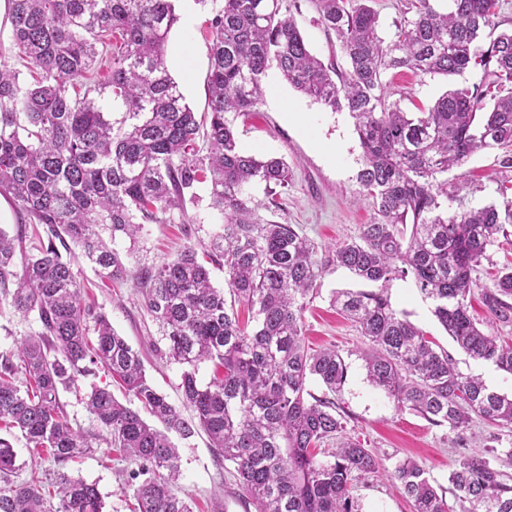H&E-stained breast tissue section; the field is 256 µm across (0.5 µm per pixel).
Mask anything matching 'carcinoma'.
I'll list each match as a JSON object with an SVG mask.
<instances>
[{
	"label": "carcinoma",
	"mask_w": 512,
	"mask_h": 512,
	"mask_svg": "<svg viewBox=\"0 0 512 512\" xmlns=\"http://www.w3.org/2000/svg\"><path fill=\"white\" fill-rule=\"evenodd\" d=\"M284 0H213L209 19L208 154L196 150L201 123L167 65V41L178 23L174 0H8L13 48L30 65L23 84L0 55V196L19 218L16 236L0 231V303L40 331L0 354V512H105L96 485L62 472L51 486L13 483V439L65 463L93 448L72 426L60 394L77 377L105 367L138 407L93 386L85 406L105 441L135 466L133 512H192L179 496L178 448L202 429L233 465L235 483L254 512H358L353 482L378 471L375 452L340 438L347 412L334 399L347 380L336 347L309 348L307 301L338 268L367 284L330 297L368 341L366 380L400 410L430 424L462 429L476 415L512 427V397L460 373L428 332L393 306L395 280H411L432 304L448 336L477 360L512 375V346L482 331L469 313L472 274L499 238L512 235V198L450 210L448 170L482 150L512 167V29L502 30L501 0H449L442 13L417 0L415 14L386 42L369 0H313L323 29L347 62L324 63ZM115 44L106 43V38ZM105 61L107 80L92 78ZM297 91L332 112L348 111L362 149L357 180L374 217L353 238L324 250L290 224L256 213L251 188H286L288 164L241 150L226 114L252 112L271 66ZM479 83L448 90L413 115L389 101L384 75L409 68L446 77L469 66ZM80 88L73 95L70 90ZM121 114L110 120L108 115ZM210 186L216 228L205 256L224 268L216 287L196 244L137 276L164 354L184 365L179 388L187 420L147 378L142 354L86 305L67 243L105 278L126 277L120 253L102 237L136 239L146 223L195 202ZM45 224L47 241L22 248L26 225ZM500 322L512 323V268L483 287ZM246 305L255 327H242ZM214 375L200 384V364ZM327 394L317 397L307 381ZM339 440L331 461L318 459ZM391 481L414 512H453L416 462L405 459ZM449 481L464 512H512V483L489 460L460 455Z\"/></svg>",
	"instance_id": "1"
}]
</instances>
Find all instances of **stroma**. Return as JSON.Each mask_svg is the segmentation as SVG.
Instances as JSON below:
<instances>
[{"label": "stroma", "instance_id": "35a3bbf8", "mask_svg": "<svg viewBox=\"0 0 512 512\" xmlns=\"http://www.w3.org/2000/svg\"><path fill=\"white\" fill-rule=\"evenodd\" d=\"M294 18L309 47L323 61L340 60L335 37L327 35L318 24L312 0H298ZM181 16L172 29L167 49L169 71L178 83L186 102L196 113L208 109L207 73L209 69L208 21L210 0H178ZM481 72L475 68L448 78L423 75L409 69L389 71L385 79L389 99L406 112L429 106L451 88H468L479 82ZM266 91L256 110L235 116L233 125L239 146L247 152L283 158L292 170V180L285 189L268 193L264 185L252 188L254 205L261 216L280 224H294L320 247L356 236L360 225L370 223L373 210L363 199L357 182L362 150L353 120L348 113L331 112L317 101L295 91L284 82L277 70H269ZM465 179L467 186L453 202V210H467L499 201L501 186H512V168L504 167L498 152L472 156L461 167L450 170L449 182ZM198 202L175 212L173 222L148 225L139 242L121 239L120 251L126 252L131 275L141 268L155 267L173 257L184 245L207 240L214 226L207 187L197 189ZM87 304L109 316L115 330L144 355L146 374L163 392L169 403L182 408L179 383L181 365L151 350L159 341L156 323L144 307L140 289L131 280L115 283L101 278L82 257L72 260ZM354 281L342 269L326 274L318 295L305 313L306 341L310 347L340 349L348 366L346 384L339 395L350 418L349 436L375 451L379 459L376 474L357 482L353 495L360 512H412V506L390 480V473L403 459L419 463L447 501L455 496L448 477L461 454L487 456L489 448L504 450L512 444V430L488 425L472 418L466 428L450 430L435 426L411 411H398L386 394L365 379L361 353L366 339L349 320L329 305L332 291L353 287ZM392 304L405 312L408 320L427 331L436 343L455 360L466 375H478L490 389L512 394V374L489 362L475 360L460 350L422 300L412 283L396 281L389 291ZM112 377L103 367L78 381V392L61 393L73 427L89 435L90 453L65 463L45 455L33 454L23 438H15L17 482L39 480L54 482L58 473H66L95 484L105 502V512H130L132 501L130 467L123 455L109 448L102 431L85 408L83 393L91 386L111 384ZM181 460L179 494L193 512H244L236 495L237 487L230 474L231 464L218 459L205 433L177 439Z\"/></svg>", "mask_w": 512, "mask_h": 512}]
</instances>
